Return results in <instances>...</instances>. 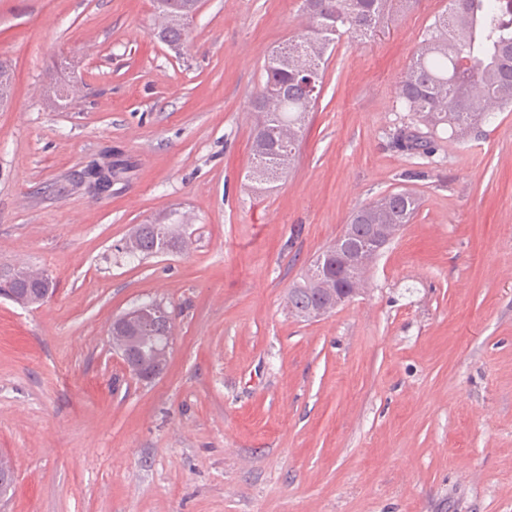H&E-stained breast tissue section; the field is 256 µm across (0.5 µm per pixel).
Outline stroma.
<instances>
[{"instance_id":"35a3bbf8","label":"stroma","mask_w":512,"mask_h":512,"mask_svg":"<svg viewBox=\"0 0 512 512\" xmlns=\"http://www.w3.org/2000/svg\"><path fill=\"white\" fill-rule=\"evenodd\" d=\"M300 4L200 0L175 51L152 0H0V273L54 289L0 299V512H512V112L428 158L393 148L398 81L448 5L415 0L336 46L292 170L257 193L250 102ZM110 149L128 168L97 196L80 174ZM402 187L422 204L365 292L289 315L351 213ZM172 210L190 248L118 256ZM152 300L174 341L142 382L108 329Z\"/></svg>"}]
</instances>
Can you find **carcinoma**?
<instances>
[{
  "mask_svg": "<svg viewBox=\"0 0 512 512\" xmlns=\"http://www.w3.org/2000/svg\"><path fill=\"white\" fill-rule=\"evenodd\" d=\"M188 0H155L159 24L155 37L180 47L192 16ZM410 0H303L309 18L304 31L285 40L264 65V82L251 101L258 120L254 129L248 179L267 192L288 175L296 157L305 118L323 86L326 54L347 37L364 42L375 36L394 12ZM397 98L411 113L392 143L400 152L421 156L434 152L441 135L463 141L498 113L512 107V0H453L436 15L397 86ZM420 198L401 189L378 197L352 214L358 253L356 264L336 270L334 245L323 249L307 267L302 281L288 291V311L312 319L336 309V282L360 293L375 257L377 236L392 239L395 227L411 223ZM188 222L165 215L137 225L115 250L132 260L160 252L185 250L191 243ZM15 288L33 294L43 288L45 273L20 269ZM158 326L147 315L136 338L147 347Z\"/></svg>",
  "mask_w": 512,
  "mask_h": 512,
  "instance_id": "carcinoma-1",
  "label": "carcinoma"
}]
</instances>
